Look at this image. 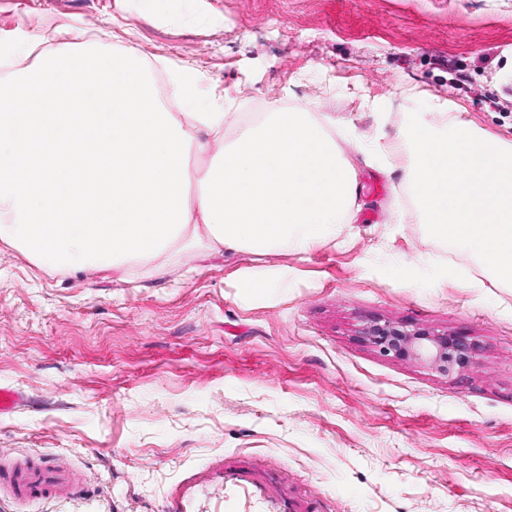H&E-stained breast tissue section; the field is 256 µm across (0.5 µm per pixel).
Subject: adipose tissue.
<instances>
[{
	"label": "adipose tissue",
	"mask_w": 512,
	"mask_h": 512,
	"mask_svg": "<svg viewBox=\"0 0 512 512\" xmlns=\"http://www.w3.org/2000/svg\"><path fill=\"white\" fill-rule=\"evenodd\" d=\"M75 97L85 111H65ZM356 182L315 113L249 122L221 97L169 112L131 52L58 46L0 77V241L46 270L153 274L194 246L306 252L351 221Z\"/></svg>",
	"instance_id": "obj_1"
}]
</instances>
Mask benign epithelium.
Returning <instances> with one entry per match:
<instances>
[{"label":"benign epithelium","mask_w":512,"mask_h":512,"mask_svg":"<svg viewBox=\"0 0 512 512\" xmlns=\"http://www.w3.org/2000/svg\"><path fill=\"white\" fill-rule=\"evenodd\" d=\"M364 336L385 354L421 360L444 373L464 369L473 351L472 343L460 334L407 330L390 323L375 322L364 329Z\"/></svg>","instance_id":"benign-epithelium-1"}]
</instances>
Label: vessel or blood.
<instances>
[{
  "label": "vessel or blood",
  "instance_id": "vessel-or-blood-1",
  "mask_svg": "<svg viewBox=\"0 0 512 512\" xmlns=\"http://www.w3.org/2000/svg\"><path fill=\"white\" fill-rule=\"evenodd\" d=\"M80 487L74 467L67 463L36 457L19 461L0 455V492H7L19 503L68 498Z\"/></svg>",
  "mask_w": 512,
  "mask_h": 512
}]
</instances>
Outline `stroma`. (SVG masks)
<instances>
[{
    "label": "stroma",
    "mask_w": 512,
    "mask_h": 512,
    "mask_svg": "<svg viewBox=\"0 0 512 512\" xmlns=\"http://www.w3.org/2000/svg\"><path fill=\"white\" fill-rule=\"evenodd\" d=\"M189 65L233 111L296 101L364 141L357 206L308 252L186 250L167 273L39 268L0 242V451L72 463L82 492L0 512H512V288L429 238L374 143L406 118L512 141V0H0V41ZM384 184L382 194L367 190ZM454 276L440 275L442 266ZM288 284L253 297L246 271ZM461 333L444 374L384 355L373 322ZM248 473L251 487L224 480Z\"/></svg>",
    "instance_id": "obj_1"
}]
</instances>
